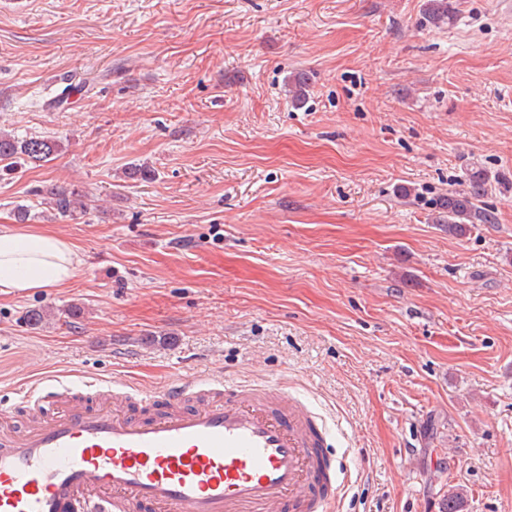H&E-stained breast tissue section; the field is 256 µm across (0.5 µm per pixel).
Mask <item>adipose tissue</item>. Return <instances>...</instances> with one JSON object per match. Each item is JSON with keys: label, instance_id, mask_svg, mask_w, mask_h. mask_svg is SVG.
<instances>
[{"label": "adipose tissue", "instance_id": "adipose-tissue-1", "mask_svg": "<svg viewBox=\"0 0 512 512\" xmlns=\"http://www.w3.org/2000/svg\"><path fill=\"white\" fill-rule=\"evenodd\" d=\"M78 269L77 245L49 229L0 231V291L64 288Z\"/></svg>", "mask_w": 512, "mask_h": 512}]
</instances>
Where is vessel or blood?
Instances as JSON below:
<instances>
[{"instance_id":"vessel-or-blood-1","label":"vessel or blood","mask_w":512,"mask_h":512,"mask_svg":"<svg viewBox=\"0 0 512 512\" xmlns=\"http://www.w3.org/2000/svg\"><path fill=\"white\" fill-rule=\"evenodd\" d=\"M85 387L31 382L38 420L0 412V512H335L330 428L287 383Z\"/></svg>"}]
</instances>
